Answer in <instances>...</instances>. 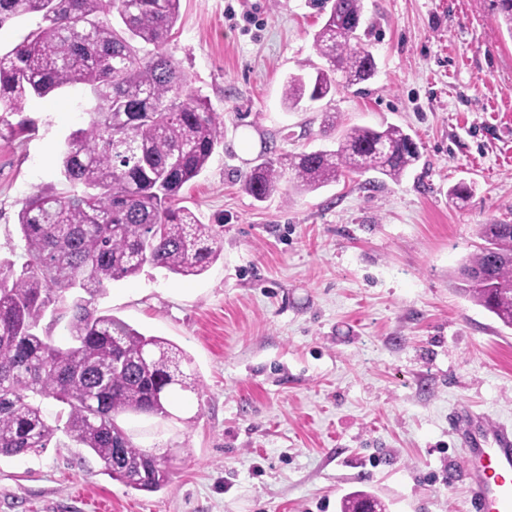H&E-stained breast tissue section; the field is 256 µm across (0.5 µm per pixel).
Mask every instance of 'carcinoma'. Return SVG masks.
<instances>
[{"label":"carcinoma","mask_w":512,"mask_h":512,"mask_svg":"<svg viewBox=\"0 0 512 512\" xmlns=\"http://www.w3.org/2000/svg\"><path fill=\"white\" fill-rule=\"evenodd\" d=\"M512 36V0H495ZM40 17L14 48L0 53V124L30 98L66 86L89 89V121L68 137L63 195L33 194L18 214L27 260L21 271L0 259V457L46 448L58 430L89 449L112 479L157 491L171 480L167 460L133 443L123 415L169 417L175 389H198L176 345L146 336L98 311L91 298L151 264L198 276L220 256L217 236L180 191L224 142L221 122L162 52L180 16V0H0V28ZM361 0H333L316 34L325 64L291 76L283 102L297 108L370 80L376 60L360 46ZM420 159L403 128L352 126L337 147L266 157L246 177L258 201L282 183L313 191L349 172L392 180ZM482 246L457 269L463 292L512 328V224H482ZM80 288L89 298L68 300ZM68 319L70 344L39 333L46 312ZM58 406L55 423L43 403Z\"/></svg>","instance_id":"cac0c4a2"}]
</instances>
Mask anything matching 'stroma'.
<instances>
[{"mask_svg":"<svg viewBox=\"0 0 512 512\" xmlns=\"http://www.w3.org/2000/svg\"><path fill=\"white\" fill-rule=\"evenodd\" d=\"M369 81L297 111L288 75L319 63L320 0H181L164 52L218 115L224 142L180 191L221 246L202 275L150 265L94 300L182 349L201 384L172 417L124 416L169 455L170 484L135 491L57 433L0 458V512H339L364 491L387 512H468L464 403L512 426V328L461 290L482 224H512V36L493 0H361ZM89 93L27 101L0 125V257L23 265L22 201L62 194L60 154ZM339 128L396 124L419 161L393 181L350 172L257 201L264 150L329 148ZM27 120L29 133L12 126ZM473 184L464 202L451 186Z\"/></svg>","mask_w":512,"mask_h":512,"instance_id":"obj_1","label":"stroma"}]
</instances>
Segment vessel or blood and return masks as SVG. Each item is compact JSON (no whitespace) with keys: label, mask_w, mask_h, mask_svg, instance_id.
Instances as JSON below:
<instances>
[{"label":"vessel or blood","mask_w":512,"mask_h":512,"mask_svg":"<svg viewBox=\"0 0 512 512\" xmlns=\"http://www.w3.org/2000/svg\"><path fill=\"white\" fill-rule=\"evenodd\" d=\"M451 424L467 443L468 512H512V430L459 413Z\"/></svg>","instance_id":"vessel-or-blood-1"}]
</instances>
